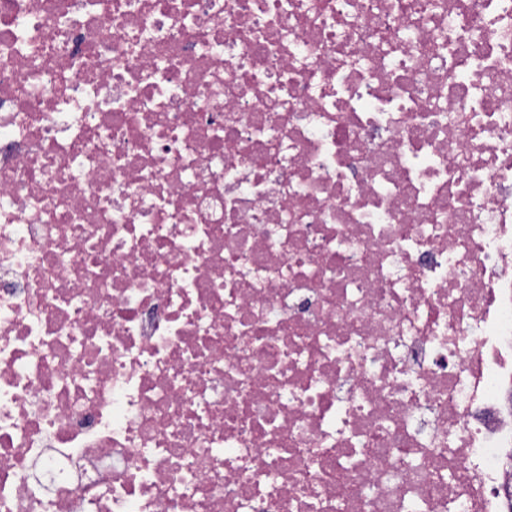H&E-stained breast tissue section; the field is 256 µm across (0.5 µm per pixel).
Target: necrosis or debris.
Listing matches in <instances>:
<instances>
[{
	"mask_svg": "<svg viewBox=\"0 0 512 512\" xmlns=\"http://www.w3.org/2000/svg\"><path fill=\"white\" fill-rule=\"evenodd\" d=\"M512 0H0V512H506Z\"/></svg>",
	"mask_w": 512,
	"mask_h": 512,
	"instance_id": "necrosis-or-debris-1",
	"label": "necrosis or debris"
}]
</instances>
